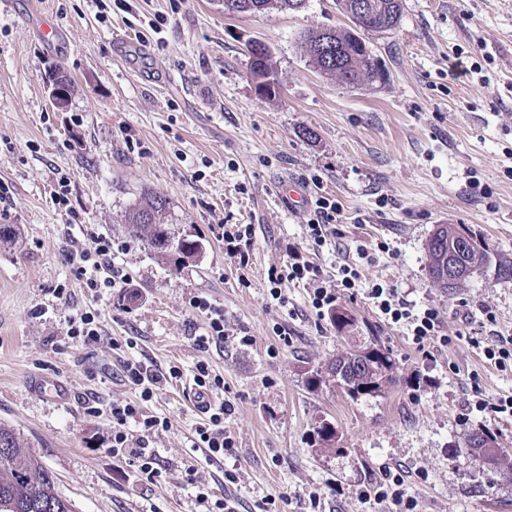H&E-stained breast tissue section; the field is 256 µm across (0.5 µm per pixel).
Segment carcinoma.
Here are the masks:
<instances>
[{
  "instance_id": "obj_1",
  "label": "carcinoma",
  "mask_w": 512,
  "mask_h": 512,
  "mask_svg": "<svg viewBox=\"0 0 512 512\" xmlns=\"http://www.w3.org/2000/svg\"><path fill=\"white\" fill-rule=\"evenodd\" d=\"M372 2L375 21H356L352 28L321 29L305 36L310 58L341 85L355 86L383 78L376 59L359 33H379L395 28L401 17L402 0ZM305 5L306 0H240L241 12L253 14L271 9L298 11ZM168 210L165 196L147 193L131 209L128 228L152 255L178 270L196 260L202 247L197 240L172 234L165 224ZM462 239H472L465 227L439 224L426 244L429 278L443 289L448 288V284L439 280L443 264L450 258L462 267L470 262V257L455 251ZM392 366L391 352L374 343L337 356L325 369L312 372L308 383L317 387L332 381L352 397L376 395L389 381ZM468 442L488 464L500 465L502 453L493 435L478 428L470 434ZM27 447L29 443L16 428L0 422V512H75L71 500L58 491L54 474Z\"/></svg>"
}]
</instances>
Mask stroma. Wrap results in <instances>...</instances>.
Returning <instances> with one entry per match:
<instances>
[{
	"label": "stroma",
	"instance_id": "35a3bbf8",
	"mask_svg": "<svg viewBox=\"0 0 512 512\" xmlns=\"http://www.w3.org/2000/svg\"><path fill=\"white\" fill-rule=\"evenodd\" d=\"M45 14L63 30L52 49L36 37ZM348 24L336 0L256 15L226 13L218 0H0V181L12 190L0 224L21 232L0 246V422L20 430L77 512H196L190 467L239 512L282 492L288 512H311L313 492L322 512H386L358 494L388 467L408 472L418 512H512V416L471 410L469 381L479 373L487 400L512 394V369L488 365L471 344L512 338V279L498 274L512 263V0H403L395 29L365 37L384 72L370 85H337L305 52L306 32ZM121 32L139 44L132 57L115 52ZM251 40L275 63L268 98L250 74ZM57 72L73 85L61 110L48 93ZM61 173L68 212L52 200ZM290 181L307 199L341 203L322 245L308 236L307 200L278 196ZM151 191L168 199L176 234L202 239L180 271L128 232L130 208ZM225 224L253 225L247 267L225 255ZM439 224L465 225L489 256L455 289L426 274ZM99 233L111 236L123 276L94 297L73 256ZM291 247L325 280L357 265L358 288L336 300L352 328L317 315L308 284L286 285L287 306L271 298L267 270ZM375 283L435 307L451 343L415 344L368 299ZM61 284L68 297L55 294ZM198 295L224 309L223 346L197 343ZM84 311L103 330L87 347L67 334ZM375 335L394 362L382 393L309 388L311 371ZM129 360L182 372L143 405L169 422L149 440L164 469L153 484L105 454L112 424L86 410L137 400L123 377ZM200 361L224 378L213 401L233 406L224 425L235 450L220 465L192 445L205 416L186 389ZM36 373L60 380L69 400L31 394ZM324 424L335 432L328 444L317 435ZM478 428L496 435L501 466L469 448Z\"/></svg>",
	"mask_w": 512,
	"mask_h": 512
}]
</instances>
